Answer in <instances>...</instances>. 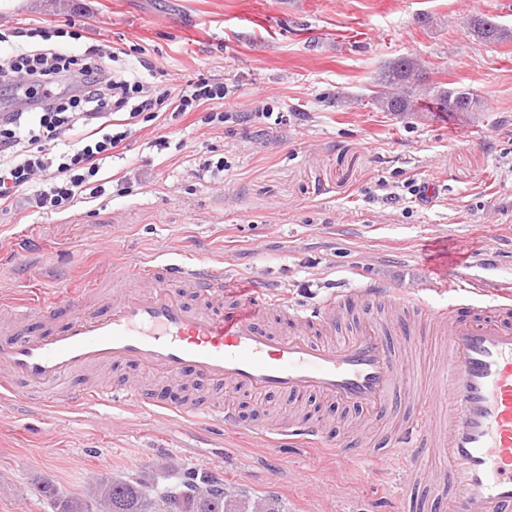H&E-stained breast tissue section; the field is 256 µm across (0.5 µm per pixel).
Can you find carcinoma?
I'll use <instances>...</instances> for the list:
<instances>
[{
	"label": "carcinoma",
	"instance_id": "1",
	"mask_svg": "<svg viewBox=\"0 0 512 512\" xmlns=\"http://www.w3.org/2000/svg\"><path fill=\"white\" fill-rule=\"evenodd\" d=\"M467 33L491 43L512 39V29L491 17H476L467 22ZM428 72L414 56H398L388 62L375 80L373 103L382 112H418L420 96L432 98L439 112H478L481 101L470 89L451 90L427 86ZM38 492L53 512H169L167 499L172 490L157 491L141 479H101L85 493L64 492L49 478L41 481ZM181 512H283L277 499L249 497L242 491H224V484L209 479L202 484L188 477L179 490Z\"/></svg>",
	"mask_w": 512,
	"mask_h": 512
}]
</instances>
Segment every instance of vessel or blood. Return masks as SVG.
Listing matches in <instances>:
<instances>
[{
  "label": "vessel or blood",
  "instance_id": "vessel-or-blood-1",
  "mask_svg": "<svg viewBox=\"0 0 512 512\" xmlns=\"http://www.w3.org/2000/svg\"><path fill=\"white\" fill-rule=\"evenodd\" d=\"M470 291L472 301L436 308L404 289L369 285L298 310L258 280L246 292L233 290L220 260L125 256L62 295L0 301V395L36 411L128 403L233 432L240 428L235 409L179 404L165 390L191 378L225 393H313L376 416L401 415L385 458H410L438 442L446 462L435 482L448 494L449 512H512V287L500 286L485 305L476 300L479 283ZM384 306L394 310V322H364L337 342L308 335L335 331L347 313ZM275 316L297 330L263 326ZM399 322L412 341L430 331L445 338L447 350L428 380L409 366L404 345L390 342ZM117 363L152 374L159 394L144 396L127 383L73 382L80 372ZM420 397L427 416L405 414ZM250 436L275 449L328 441L322 424L299 419L284 430L252 428Z\"/></svg>",
  "mask_w": 512,
  "mask_h": 512
}]
</instances>
